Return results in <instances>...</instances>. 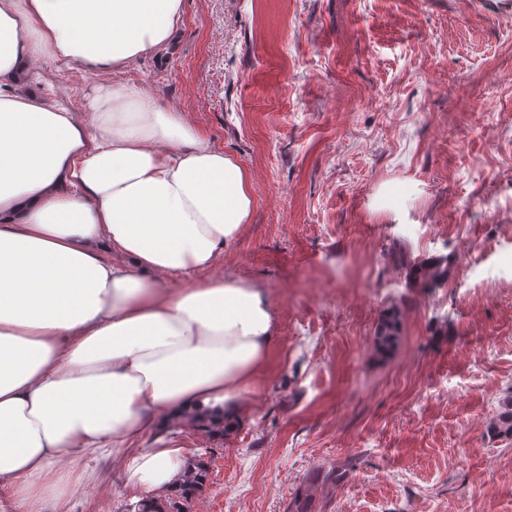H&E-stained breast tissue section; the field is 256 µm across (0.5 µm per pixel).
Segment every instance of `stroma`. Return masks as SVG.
Here are the masks:
<instances>
[{"mask_svg":"<svg viewBox=\"0 0 512 512\" xmlns=\"http://www.w3.org/2000/svg\"><path fill=\"white\" fill-rule=\"evenodd\" d=\"M183 3L122 79L249 170L213 272L266 288L277 336L232 435L165 424L208 466L190 512H512V440L487 433L512 394V0ZM39 70L78 111L100 81ZM138 498L105 459L69 512ZM413 270L416 268L412 266ZM417 278L424 288H436L440 286L448 275V269L442 261L423 264L416 268ZM401 321L397 309L389 311L379 322L374 336V348L379 354L391 351L400 339Z\"/></svg>","mask_w":512,"mask_h":512,"instance_id":"1","label":"stroma"}]
</instances>
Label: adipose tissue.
I'll use <instances>...</instances> for the list:
<instances>
[{"label": "adipose tissue", "mask_w": 512, "mask_h": 512, "mask_svg": "<svg viewBox=\"0 0 512 512\" xmlns=\"http://www.w3.org/2000/svg\"><path fill=\"white\" fill-rule=\"evenodd\" d=\"M182 0H0V512H69L112 459L125 486L188 465L139 448L220 406L275 343L265 289L210 276L253 212L247 169L118 76L166 48ZM104 74L85 113L19 91L38 61Z\"/></svg>", "instance_id": "ef3b65f1"}]
</instances>
